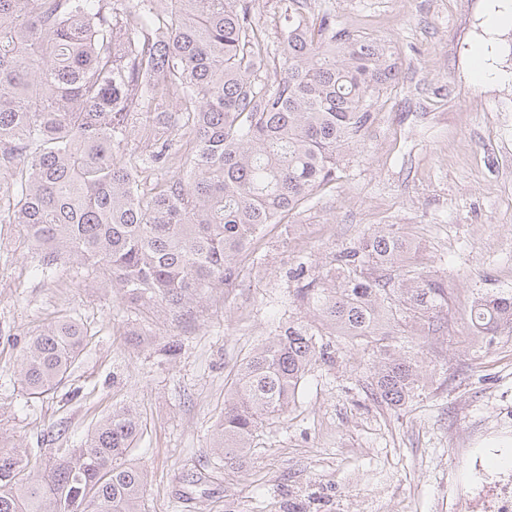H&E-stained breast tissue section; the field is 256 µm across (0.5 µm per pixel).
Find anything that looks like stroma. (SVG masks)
I'll list each match as a JSON object with an SVG mask.
<instances>
[{"label":"stroma","mask_w":512,"mask_h":512,"mask_svg":"<svg viewBox=\"0 0 512 512\" xmlns=\"http://www.w3.org/2000/svg\"><path fill=\"white\" fill-rule=\"evenodd\" d=\"M307 4L385 43L401 71L340 178L253 246L226 294L151 325L137 347L119 297L75 266L44 276L16 225L0 224V433L21 451L76 448L113 403H136L145 512H487L512 473V333L477 335L467 310L476 293L512 289V26L489 20L512 0ZM481 57L491 78L473 75ZM376 224L412 228L413 259L450 288L443 331L405 344L424 387L401 409L377 403L375 353L332 337L333 360L306 375L288 415L220 468L210 442L230 373L288 321H314L294 269L321 276ZM62 313L90 334L67 381L35 399L15 370L29 335Z\"/></svg>","instance_id":"stroma-1"}]
</instances>
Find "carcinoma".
Instances as JSON below:
<instances>
[{"label": "carcinoma", "instance_id": "carcinoma-1", "mask_svg": "<svg viewBox=\"0 0 512 512\" xmlns=\"http://www.w3.org/2000/svg\"><path fill=\"white\" fill-rule=\"evenodd\" d=\"M274 22L272 47L253 0H0V224L20 227L43 272L76 262L116 289L132 342L161 314L191 313L232 287L253 241L336 180L398 79L384 44L309 14L307 0H279ZM143 117L151 151L133 159ZM186 138L182 170L148 182ZM411 253L388 224L300 288L321 326L288 323L231 374L212 443L224 466L332 359L327 334L376 348L373 398L408 403L424 375L389 337L411 323L440 332L448 305V284ZM469 321L482 336L512 329V291L480 294ZM87 336L67 313L31 334L19 369L27 394L54 393ZM143 433L141 412L115 404L81 447L50 449L46 466L40 453L5 450L0 435V512H142L149 473L130 455Z\"/></svg>", "mask_w": 512, "mask_h": 512}]
</instances>
